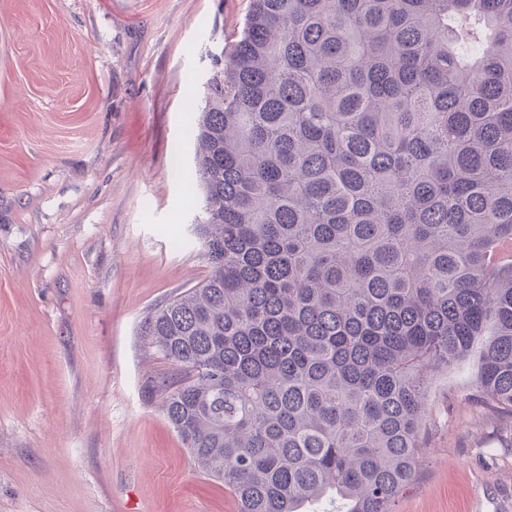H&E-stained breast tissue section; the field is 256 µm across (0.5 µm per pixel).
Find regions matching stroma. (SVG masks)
Wrapping results in <instances>:
<instances>
[{
  "label": "stroma",
  "mask_w": 512,
  "mask_h": 512,
  "mask_svg": "<svg viewBox=\"0 0 512 512\" xmlns=\"http://www.w3.org/2000/svg\"><path fill=\"white\" fill-rule=\"evenodd\" d=\"M250 0H0V512H237L141 324L208 270L189 107ZM392 512H512V411L434 383Z\"/></svg>",
  "instance_id": "stroma-1"
}]
</instances>
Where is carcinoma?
I'll return each instance as SVG.
<instances>
[{
	"label": "carcinoma",
	"instance_id": "carcinoma-1",
	"mask_svg": "<svg viewBox=\"0 0 512 512\" xmlns=\"http://www.w3.org/2000/svg\"><path fill=\"white\" fill-rule=\"evenodd\" d=\"M214 66L152 389L238 512H390L436 377L512 409V0H251Z\"/></svg>",
	"mask_w": 512,
	"mask_h": 512
}]
</instances>
